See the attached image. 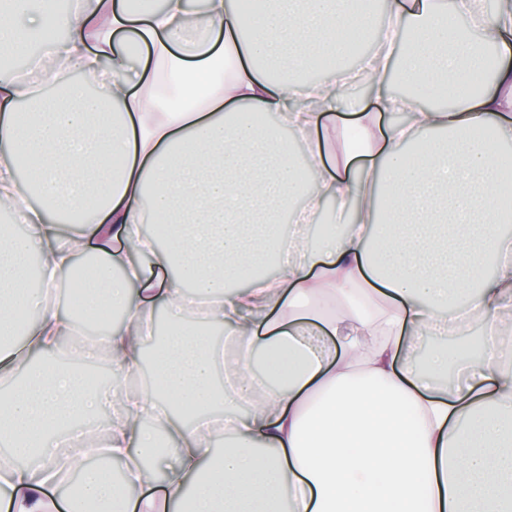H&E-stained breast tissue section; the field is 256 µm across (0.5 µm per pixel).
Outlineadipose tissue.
<instances>
[{
	"label": "adipose tissue",
	"instance_id": "1",
	"mask_svg": "<svg viewBox=\"0 0 512 512\" xmlns=\"http://www.w3.org/2000/svg\"><path fill=\"white\" fill-rule=\"evenodd\" d=\"M367 0H236L131 10L128 0H8L0 51L27 54L39 82L0 70V204L30 231L0 227V488L10 512H512V213L496 202L499 147L512 143V7L459 16L475 0H388L392 32L366 56V92L347 69L304 73L374 25ZM412 87L396 96L392 80ZM374 100L379 111L366 109ZM401 112L405 121L382 120ZM284 116L296 140L257 128ZM35 161L43 202L15 196L12 160ZM308 165L313 182L295 170ZM151 201L167 246L140 232ZM100 256L88 305L124 320L100 341L115 375L138 372L132 340L154 309L172 328L155 384L122 392L124 413L96 430L111 399L64 367L76 320L49 298L86 240ZM124 241V250L112 248ZM42 257V286L25 271ZM195 286L144 278L145 263ZM214 342L186 320L192 300ZM34 311L15 339V309ZM473 331L493 352L449 364L437 346L418 367V335ZM461 381L448 385L449 367ZM121 462L123 478L61 461L62 436ZM164 495H154L156 483ZM141 490L131 499L130 490Z\"/></svg>",
	"mask_w": 512,
	"mask_h": 512
}]
</instances>
